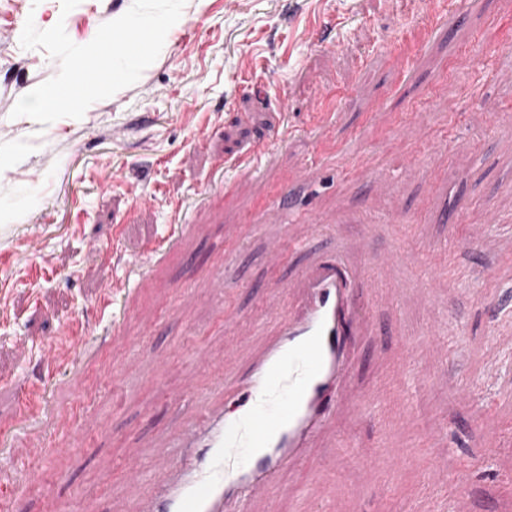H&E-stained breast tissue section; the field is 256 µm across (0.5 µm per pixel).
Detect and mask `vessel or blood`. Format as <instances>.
<instances>
[{"label": "vessel or blood", "mask_w": 512, "mask_h": 512, "mask_svg": "<svg viewBox=\"0 0 512 512\" xmlns=\"http://www.w3.org/2000/svg\"><path fill=\"white\" fill-rule=\"evenodd\" d=\"M185 224L168 225L165 234L148 244L140 260L131 261L129 275L106 280L100 302L109 313L102 333L135 354H146L144 341L121 329L123 315L112 307L118 295L130 294L142 280L140 262L165 259L185 234ZM365 272L350 267L342 256L318 257L300 266L286 282L267 292V312L259 321L268 340L252 357L245 373L233 372L242 347L224 352L223 364L205 354L196 362L212 377L207 389L180 392L161 389L165 403L179 405L178 424L154 442L151 455L135 454L127 466L130 512H224L225 504L247 492L268 497L282 472L300 462L310 439L329 420L336 391L347 376L350 342L372 328L370 318L355 308L353 291L373 287ZM63 344L40 355L43 365L79 372L95 355L93 337L65 325ZM16 425L24 461L1 459L0 512H14L12 486L24 478L37 486L43 512H66L52 485L40 482L42 444L55 433V411L43 384L20 382ZM469 470L457 471L451 482V512H467Z\"/></svg>", "instance_id": "vessel-or-blood-1"}]
</instances>
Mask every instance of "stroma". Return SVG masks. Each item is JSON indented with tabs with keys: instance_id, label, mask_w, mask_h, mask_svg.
I'll list each match as a JSON object with an SVG mask.
<instances>
[{
	"instance_id": "35a3bbf8",
	"label": "stroma",
	"mask_w": 512,
	"mask_h": 512,
	"mask_svg": "<svg viewBox=\"0 0 512 512\" xmlns=\"http://www.w3.org/2000/svg\"><path fill=\"white\" fill-rule=\"evenodd\" d=\"M131 4L80 0L65 14L61 0H0V431L16 412L14 380L36 374L64 323L98 335L105 278L162 236L178 203L199 201L180 253L131 300L124 330L147 332L151 354L130 366L128 385L112 379L125 352L110 346L80 386L63 369L47 380L60 411L85 405L94 439L85 450L46 441L47 476L65 473L58 493L71 512H128L119 461L179 416L155 378L183 387L176 363L186 352L220 361L237 336L246 366L264 339L224 320L262 317L265 286L301 261L290 252L272 266L268 239L311 216L333 228L319 248L378 281L356 292L374 327L354 344L329 429L249 512H301L330 498L346 512H448L445 477L462 466L472 471L468 512H512V0H469L464 19L439 28L433 0H186L134 85L78 120L12 117L20 97L59 71L44 50L21 48L26 20L41 30L63 23L84 45ZM263 141L274 145L269 157L236 174L237 158ZM306 160L311 177L293 179ZM378 168L397 184L382 187ZM282 190L295 223L246 225ZM139 195L147 205L136 206ZM371 212L395 221H346ZM406 248L435 258L432 277L385 264ZM214 268L224 276L219 307L187 294ZM432 329L445 347L421 353L432 381L410 413L394 404L358 418L354 396L383 383L401 391L405 345ZM492 348L501 368L487 388ZM464 384L472 399L457 397ZM330 452L338 466L327 474ZM398 453L403 467L364 484L366 464Z\"/></svg>"
}]
</instances>
